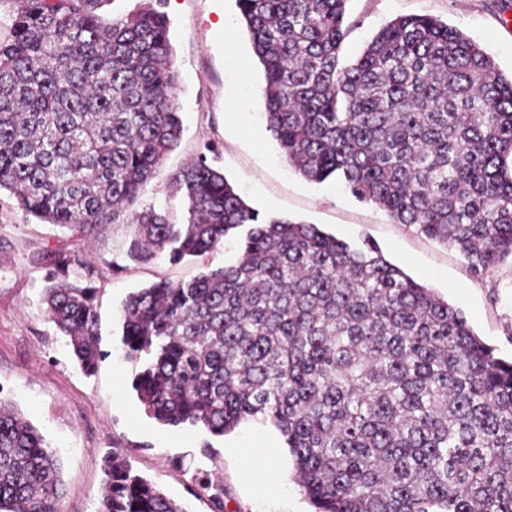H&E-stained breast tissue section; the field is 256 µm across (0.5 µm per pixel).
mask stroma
<instances>
[{"label": "stroma", "mask_w": 512, "mask_h": 512, "mask_svg": "<svg viewBox=\"0 0 512 512\" xmlns=\"http://www.w3.org/2000/svg\"><path fill=\"white\" fill-rule=\"evenodd\" d=\"M502 0H349L353 28L344 57L356 58L387 22L402 15H430L456 27L512 75V8ZM172 59L179 72L175 103L183 133L158 176L140 198L144 207L180 224L185 210L168 185L186 161L206 154L237 193L261 213L317 225L362 247L378 245L391 263L431 288L466 317L499 357L512 360V262L487 274L469 273L462 255L393 223L382 210L359 202L340 183L306 180L283 159L264 118L263 69L235 0H166ZM233 42H226L225 31ZM240 233L222 249L194 260L170 263L166 255L146 262L126 251L131 228L112 224L86 251L70 233L17 209L0 196V399L11 402L40 431L63 466L59 512H99L104 459L124 455L133 468L187 512H213L196 494V470H208L224 485V512H313L295 477L292 458L278 431L250 421L221 437L192 426L169 427L146 416L131 382L140 362L126 358L119 311L126 297L166 280L187 281L203 267L234 262ZM55 250L80 254L70 278L98 288L103 348L110 356L95 375L76 366L65 338L45 313V268L41 256Z\"/></svg>", "instance_id": "35a3bbf8"}]
</instances>
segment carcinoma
Returning a JSON list of instances; mask_svg holds the SVG:
<instances>
[{
	"instance_id": "1",
	"label": "carcinoma",
	"mask_w": 512,
	"mask_h": 512,
	"mask_svg": "<svg viewBox=\"0 0 512 512\" xmlns=\"http://www.w3.org/2000/svg\"><path fill=\"white\" fill-rule=\"evenodd\" d=\"M17 2L0 25V192L79 241L130 225L133 261L201 257L248 226L237 262L123 302L145 413L215 436L270 421L315 512H512V362L378 246L260 215L204 155L168 179L184 223L138 206L183 131L166 14ZM348 2L236 0L267 127L304 178L340 180L482 276L512 257V78L428 15L389 21L346 63ZM42 260L46 312L92 375L107 356L97 289L57 281L73 255ZM104 472L101 512H186L122 455ZM61 473L0 399V512H58ZM196 485L223 512L224 487L207 472Z\"/></svg>"
}]
</instances>
